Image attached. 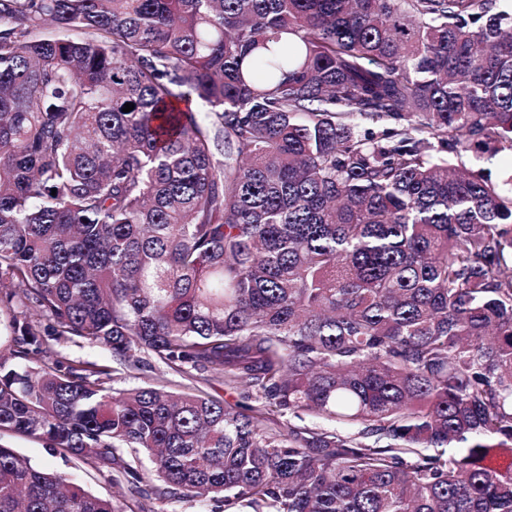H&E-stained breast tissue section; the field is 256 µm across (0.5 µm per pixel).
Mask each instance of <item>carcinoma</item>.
I'll use <instances>...</instances> for the list:
<instances>
[{
	"label": "carcinoma",
	"mask_w": 512,
	"mask_h": 512,
	"mask_svg": "<svg viewBox=\"0 0 512 512\" xmlns=\"http://www.w3.org/2000/svg\"><path fill=\"white\" fill-rule=\"evenodd\" d=\"M1 306L0 433L254 512H512V0H0ZM44 321L255 394L116 390ZM0 512L127 510L0 442ZM480 158L475 154L468 152L462 155V160L476 169L483 168L491 172L492 178H496L505 166L504 156L502 154L490 155L489 153L479 154Z\"/></svg>",
	"instance_id": "carcinoma-1"
}]
</instances>
